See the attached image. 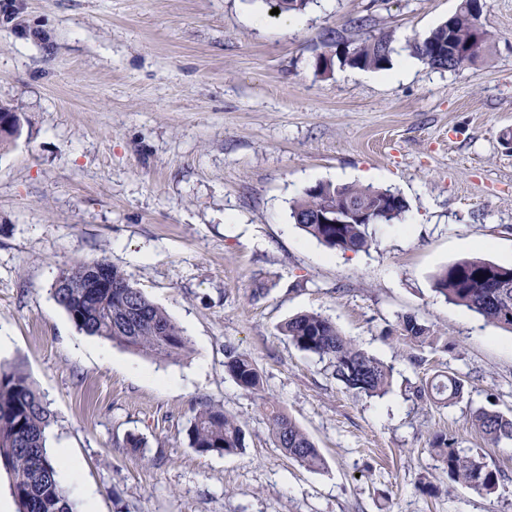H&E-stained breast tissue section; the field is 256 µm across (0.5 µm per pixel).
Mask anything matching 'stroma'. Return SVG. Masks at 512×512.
I'll list each match as a JSON object with an SVG mask.
<instances>
[{"label":"stroma","mask_w":512,"mask_h":512,"mask_svg":"<svg viewBox=\"0 0 512 512\" xmlns=\"http://www.w3.org/2000/svg\"><path fill=\"white\" fill-rule=\"evenodd\" d=\"M8 2L0 103L21 129L0 145V362L21 364L54 413L47 447L79 512H512V441L470 423L479 408L512 415V332L433 291L463 258L512 265V0H487L490 51L455 71L405 47L458 0H313L291 24L265 0ZM330 31L389 35L393 68L317 75ZM319 182L389 188L409 210L370 225L368 250H332L290 216ZM102 259L183 329L184 355L75 326L55 277ZM305 312L392 365L385 396H355L289 343L281 324ZM406 315L447 348L412 363L384 337ZM231 348L256 362L261 395L226 372ZM438 373L463 379L461 397L416 400ZM267 400L322 468L275 445ZM202 401L236 417L242 451L190 447ZM438 433L505 480L486 495L449 479L429 451Z\"/></svg>","instance_id":"35a3bbf8"}]
</instances>
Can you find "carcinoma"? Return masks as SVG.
Returning a JSON list of instances; mask_svg holds the SVG:
<instances>
[{"mask_svg":"<svg viewBox=\"0 0 512 512\" xmlns=\"http://www.w3.org/2000/svg\"><path fill=\"white\" fill-rule=\"evenodd\" d=\"M311 2L275 0V7L281 13H303ZM475 2L461 0L454 15L407 46L409 54L448 71L481 58L490 49L491 36L481 23L482 13L474 9ZM394 52L392 41L384 34L351 43L331 31L315 49V71L326 74L336 62L342 67L380 70L389 66ZM352 206L365 209L373 224L399 222L408 210L403 197L389 189L318 183L293 201L291 214L304 232L326 247L357 252L369 246L368 225L321 221L324 214ZM104 267L112 287L96 288L94 283ZM55 285L56 302L79 330L91 336L161 359L174 360L189 350L190 340L178 324L120 269L104 260L79 262L60 270ZM433 291L446 302L512 332V267L480 257L462 259L435 275ZM397 329L411 351L438 341L430 327L413 316L401 317ZM281 330L297 349L328 360L334 378L346 389L369 398L387 393L392 368L357 348L329 318L318 313L297 314L286 320ZM224 368L243 390L260 391L261 373L247 354L227 350ZM462 392V381L450 375L420 386L416 398L447 404ZM266 410L277 447L303 466L320 468L324 459L310 437L275 405ZM470 419L490 443L512 440V418L480 408ZM53 421L26 373L17 365L0 363V467L11 480L18 512H77L76 503L58 479L59 465L46 448V433ZM188 439L190 447L202 455H229L243 448L244 433L224 407L201 402L193 409ZM430 452L453 481L478 493H492L498 487L501 471L461 454L447 437L435 435Z\"/></svg>","mask_w":512,"mask_h":512,"instance_id":"carcinoma-1","label":"carcinoma"}]
</instances>
